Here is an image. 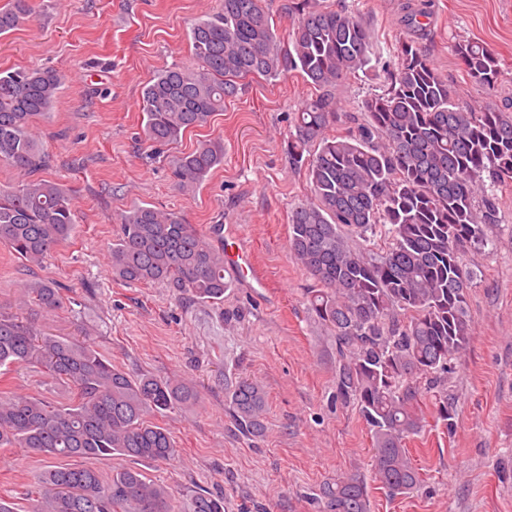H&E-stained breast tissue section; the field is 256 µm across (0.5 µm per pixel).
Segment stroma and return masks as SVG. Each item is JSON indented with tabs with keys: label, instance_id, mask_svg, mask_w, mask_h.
<instances>
[{
	"label": "stroma",
	"instance_id": "obj_1",
	"mask_svg": "<svg viewBox=\"0 0 512 512\" xmlns=\"http://www.w3.org/2000/svg\"><path fill=\"white\" fill-rule=\"evenodd\" d=\"M346 8L369 27L375 75L339 87L341 109L360 116L397 67L408 4L423 5L426 48L437 71L467 103L512 112V0H319ZM32 18L0 37V69L45 65L67 80L34 136L49 159L45 177L72 189L76 224L42 264L21 261L0 244V306L14 310L21 288L49 280L64 305L34 319L53 336L90 342L131 373L185 381L196 405L156 416L178 448L166 462L139 461L148 478L171 487L176 512H195L207 491L224 512H321V487L357 473L371 512H512V185L500 188V223L469 260L471 337L452 361L446 389L457 426L447 431L425 396L426 423L405 446L422 485L388 496L374 475L372 433L356 406L334 403L336 360L307 302L313 281L289 251V216L305 201L303 170L284 146L291 117L315 90L291 72L242 80L236 97L209 123L153 153L141 138V93L161 69L195 67L192 21L222 0H33ZM483 42L500 60L489 90L469 81L455 53L459 41ZM224 140V164L195 191L178 188L171 167L206 139ZM148 203L181 214L201 233L236 227L249 240L267 286L232 277L218 304L187 299L166 284H126L112 277L111 248L122 214ZM247 377L266 394L264 433L238 434L224 404L225 380ZM0 394L67 403L72 388L33 367L0 378ZM49 465L24 448H0V497L32 512L26 494Z\"/></svg>",
	"mask_w": 512,
	"mask_h": 512
}]
</instances>
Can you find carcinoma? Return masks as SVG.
Masks as SVG:
<instances>
[{
	"label": "carcinoma",
	"mask_w": 512,
	"mask_h": 512,
	"mask_svg": "<svg viewBox=\"0 0 512 512\" xmlns=\"http://www.w3.org/2000/svg\"><path fill=\"white\" fill-rule=\"evenodd\" d=\"M292 31L276 33L266 0H223L219 12L196 19L190 41L198 68L167 67L144 86L145 140L167 146L204 126L237 79L284 77L299 71L315 90L294 114L285 151L305 168L311 198L290 212L289 247L313 279L309 307L336 354V402L354 404L372 431L374 470L392 496L420 486L405 440L424 427L421 386L438 390L435 413L454 427L443 386L451 359L470 335L469 248L488 242L499 223L495 191L512 182V113L459 100L436 71L422 39L427 12L404 16L412 35L398 43L389 86L361 104L365 123L343 125L337 90L350 76L375 71L368 26L346 9L288 0ZM32 14L29 0L0 11V36ZM456 54L470 81L486 89L501 80L499 60L480 41ZM65 74L52 68L0 70V162L22 175L0 187V242L19 258L41 263L75 224L73 195L42 176L47 157L31 132L50 112ZM224 163V140L200 144L175 162L172 175L189 191ZM112 276L127 283H164L201 302L221 303L224 225L210 237L175 213L149 204L126 211L112 241ZM20 304L34 312L63 305L60 286L23 287ZM36 364L76 388L71 402L32 396L0 399V448H28L65 460L37 478L33 512H175L172 493L123 468L104 484L81 464L116 453L167 461L177 454L170 432L148 420L193 406L187 383L133 374L112 365L76 338L37 331L0 307V369ZM238 431L262 432L263 387L240 378L225 388ZM323 512H370L368 489L355 474L336 477L322 492ZM196 512H224V499L199 495Z\"/></svg>",
	"instance_id": "obj_1"
}]
</instances>
